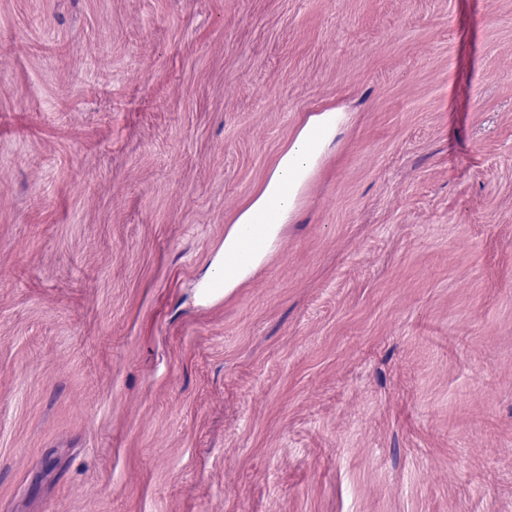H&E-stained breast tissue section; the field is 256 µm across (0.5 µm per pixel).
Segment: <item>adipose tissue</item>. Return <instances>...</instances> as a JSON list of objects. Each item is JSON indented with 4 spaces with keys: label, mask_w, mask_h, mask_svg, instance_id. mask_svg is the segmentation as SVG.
I'll return each instance as SVG.
<instances>
[{
    "label": "adipose tissue",
    "mask_w": 512,
    "mask_h": 512,
    "mask_svg": "<svg viewBox=\"0 0 512 512\" xmlns=\"http://www.w3.org/2000/svg\"><path fill=\"white\" fill-rule=\"evenodd\" d=\"M344 119V113L333 110L313 112L302 119L293 143L261 191L226 228L224 245L204 287L232 293L265 262Z\"/></svg>",
    "instance_id": "obj_1"
}]
</instances>
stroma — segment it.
<instances>
[{"instance_id":"stroma-1","label":"stroma","mask_w":512,"mask_h":512,"mask_svg":"<svg viewBox=\"0 0 512 512\" xmlns=\"http://www.w3.org/2000/svg\"><path fill=\"white\" fill-rule=\"evenodd\" d=\"M0 512H512V0H0ZM343 112L306 115L288 150L279 158L261 191L224 232V245L202 288L231 294L247 282L276 248L283 225L322 156L336 138Z\"/></svg>"}]
</instances>
